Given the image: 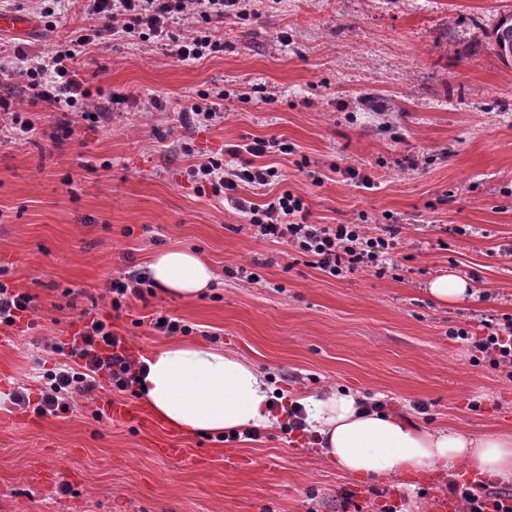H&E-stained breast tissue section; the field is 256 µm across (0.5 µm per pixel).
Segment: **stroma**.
Instances as JSON below:
<instances>
[{
    "label": "stroma",
    "mask_w": 512,
    "mask_h": 512,
    "mask_svg": "<svg viewBox=\"0 0 512 512\" xmlns=\"http://www.w3.org/2000/svg\"><path fill=\"white\" fill-rule=\"evenodd\" d=\"M510 12L512 0H264L258 15L226 19L223 53L199 62L133 36L94 46L88 87L127 103L95 123L47 107L36 134L0 142V266L39 307L27 332L0 334V388L38 393L55 362L45 338L65 337L113 275L187 247L217 279L194 300H132L118 326L135 352L167 343L131 324L163 309L191 326L190 340L248 358L291 397L333 385L428 427L511 433L512 379L450 335L512 315V69L490 38ZM22 15L0 44L30 54L85 25L68 7L48 20L30 2ZM201 90L224 91V121L185 131L178 112ZM152 97L165 111L146 113ZM66 125L72 135L54 142ZM270 136L294 151L269 157L278 183L245 198L288 189L310 223L361 224L372 238L403 225L384 275L326 276L290 246L252 238L233 203L197 193L200 155ZM244 263L258 282L236 275ZM448 272L474 297L434 300L427 287ZM162 442L195 449L196 461L155 454ZM407 481L413 494L346 476L283 431L221 441L157 420H98L88 403L63 418L0 407V512H343L346 501L432 512L449 494L444 479Z\"/></svg>",
    "instance_id": "35a3bbf8"
}]
</instances>
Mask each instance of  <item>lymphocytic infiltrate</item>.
Masks as SVG:
<instances>
[{
	"label": "lymphocytic infiltrate",
	"instance_id": "obj_1",
	"mask_svg": "<svg viewBox=\"0 0 512 512\" xmlns=\"http://www.w3.org/2000/svg\"><path fill=\"white\" fill-rule=\"evenodd\" d=\"M72 6L88 20V27L68 44L35 55L22 51H0V112L10 117L0 126V138L12 140L36 130L33 115L38 103L89 117L99 109V100L86 87L80 61L102 35L113 37L148 36L164 42L169 56L182 62L199 61L224 50L216 30L225 19L245 18L250 0H73ZM181 16L186 28L172 27ZM27 89V96L14 93V86ZM288 145L277 138H243L229 142L223 152L196 162L192 175L213 197L234 201L244 213L255 238L285 243L302 255L306 264L336 278L356 270H376L384 274L379 258L381 247L396 239L400 225H384V238L372 240L357 224H313L302 196L285 190L263 204L238 197L242 187L262 188L276 176L274 167L263 164L264 156L287 153ZM0 268V327H18L25 315L36 312L33 296L5 282ZM153 284L144 271H128L113 276L105 291L111 314L84 312L77 329L65 340H54L50 350L58 360L40 387L38 397L15 391L13 401L21 408H33L40 417H64L77 401L95 404L96 418H103L97 392L109 384L112 393L135 394L138 383L136 360L127 349L124 334L115 331L112 314L129 309L130 299H144ZM474 349L485 354L489 365L512 375V315L488 322L486 334L471 340ZM452 495L462 512H512V492L488 484L453 483Z\"/></svg>",
	"mask_w": 512,
	"mask_h": 512
}]
</instances>
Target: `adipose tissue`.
<instances>
[{"mask_svg":"<svg viewBox=\"0 0 512 512\" xmlns=\"http://www.w3.org/2000/svg\"><path fill=\"white\" fill-rule=\"evenodd\" d=\"M149 273L157 288L184 299L216 278L194 250L180 248L156 253ZM143 362L140 396L170 429L222 437L288 425L287 408L276 405L269 375L239 354L178 340L151 350ZM299 403L321 462L352 477L401 480L415 472L450 475L465 467L512 482L510 434L426 428L383 402L328 386Z\"/></svg>","mask_w":512,"mask_h":512,"instance_id":"ef3b65f1","label":"adipose tissue"}]
</instances>
